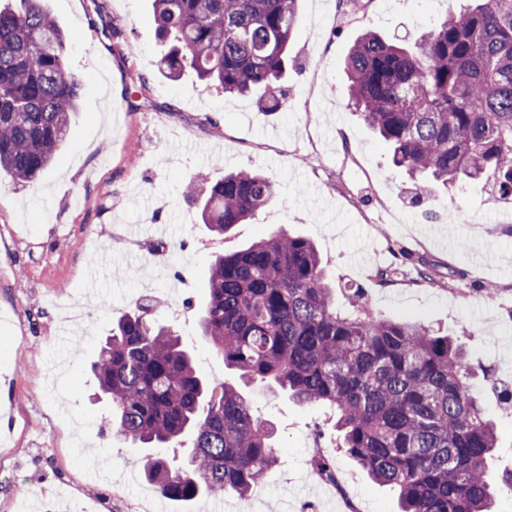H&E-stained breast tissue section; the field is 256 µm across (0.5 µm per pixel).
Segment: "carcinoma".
Instances as JSON below:
<instances>
[{
  "instance_id": "cac0c4a2",
  "label": "carcinoma",
  "mask_w": 512,
  "mask_h": 512,
  "mask_svg": "<svg viewBox=\"0 0 512 512\" xmlns=\"http://www.w3.org/2000/svg\"><path fill=\"white\" fill-rule=\"evenodd\" d=\"M298 0H154L167 45L158 72L190 71L225 93L261 89L278 109ZM67 37L41 0L0 8V171L36 179L58 158L84 85ZM349 97L418 187L493 177L512 197V0H473L412 44L362 35L346 64ZM268 177L246 170L210 185L202 223L218 237L266 209ZM140 307L112 326L91 373L110 431L144 448L187 443L144 470L167 498L259 491L278 462L274 429L236 388L197 374L180 337ZM202 335L240 378L275 384L328 408L339 448L398 512H489L496 479L493 423L470 383L465 350L431 326L377 314L365 291L336 302L317 249L276 231L212 261Z\"/></svg>"
}]
</instances>
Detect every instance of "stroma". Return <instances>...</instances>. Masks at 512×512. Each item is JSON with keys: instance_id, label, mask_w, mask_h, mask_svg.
<instances>
[{"instance_id": "obj_1", "label": "stroma", "mask_w": 512, "mask_h": 512, "mask_svg": "<svg viewBox=\"0 0 512 512\" xmlns=\"http://www.w3.org/2000/svg\"><path fill=\"white\" fill-rule=\"evenodd\" d=\"M337 3L300 0L281 107L269 111L190 73L161 76L153 0H44L85 86L60 161L30 183L0 174V226L41 257L35 264L0 249V512H343L310 475L314 431L362 512H395V493L337 448L325 408L257 382L244 394L272 423L278 462L247 498L162 496L143 476L145 449L101 422L90 364L113 322L145 300L152 320L178 331L201 375L237 383L198 327L209 266L215 253L279 228L316 245L337 287L365 289L378 314L447 331L486 369L473 385L495 424L490 469L512 471L506 200L486 179L433 195L416 189L351 107L343 70L362 34L414 42L458 0H358L342 20ZM239 170L265 173L276 197L219 241L201 222L200 201L182 191ZM103 224L147 235L158 228L182 249L148 284L147 253L112 249ZM100 455L112 475L95 483L89 470Z\"/></svg>"}]
</instances>
